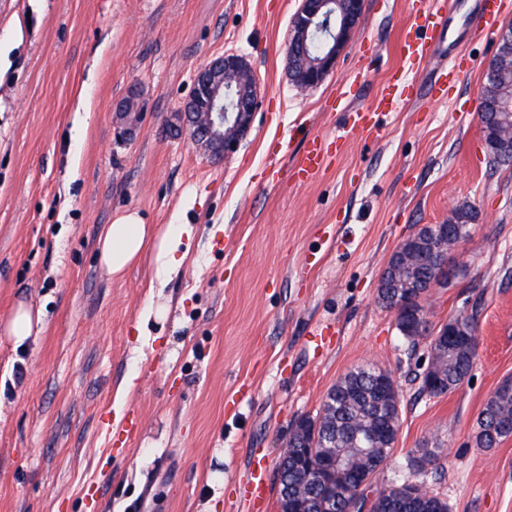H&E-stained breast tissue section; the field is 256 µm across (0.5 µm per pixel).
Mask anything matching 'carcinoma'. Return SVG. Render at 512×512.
Here are the masks:
<instances>
[{
    "label": "carcinoma",
    "instance_id": "cac0c4a2",
    "mask_svg": "<svg viewBox=\"0 0 512 512\" xmlns=\"http://www.w3.org/2000/svg\"><path fill=\"white\" fill-rule=\"evenodd\" d=\"M512 88V65L502 66V72L493 80H484L481 91L485 99L482 109V130L486 151L496 158L500 151L501 102L505 90ZM456 223L446 227L448 237L462 242L469 238L477 212L468 203L453 209ZM426 294H413L395 311L398 331L412 343L419 337L412 335L417 320L428 322L422 304ZM440 351L432 368L421 381V391L430 397H439L459 386L471 373L475 346L465 350L448 341V324H443L433 338ZM401 399L391 374L376 366H358L340 377L326 393L318 415L306 416L313 430L306 435L299 453L306 460L324 463L332 447L354 448L363 453L359 465L367 467L365 488L357 490L358 478L351 476L347 484L336 489L334 499L327 503L328 512H448V503L418 484L412 495H406L405 484H392L373 491L368 497L373 479L383 469L393 450L400 420ZM512 437V379L504 380L487 399L478 422L474 444L492 449ZM298 470L285 463L278 480L279 512H316L313 501L319 498L315 486L297 490Z\"/></svg>",
    "mask_w": 512,
    "mask_h": 512
}]
</instances>
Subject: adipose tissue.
Returning a JSON list of instances; mask_svg holds the SVG:
<instances>
[{
	"label": "adipose tissue",
	"instance_id": "1",
	"mask_svg": "<svg viewBox=\"0 0 512 512\" xmlns=\"http://www.w3.org/2000/svg\"><path fill=\"white\" fill-rule=\"evenodd\" d=\"M193 234L190 224H170L159 232L143 223L137 213H125L105 225L97 243L99 261L109 274L118 277L139 262L146 244H153L154 278L162 284L184 265L188 252L183 245Z\"/></svg>",
	"mask_w": 512,
	"mask_h": 512
}]
</instances>
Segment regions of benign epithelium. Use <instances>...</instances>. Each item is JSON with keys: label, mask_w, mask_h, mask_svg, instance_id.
<instances>
[{"label": "benign epithelium", "mask_w": 512, "mask_h": 512, "mask_svg": "<svg viewBox=\"0 0 512 512\" xmlns=\"http://www.w3.org/2000/svg\"><path fill=\"white\" fill-rule=\"evenodd\" d=\"M364 11V0H301L291 24V42L306 50L311 38L322 37L325 43L318 55H304L303 72L296 81L302 89L316 87L334 70L336 59L358 26ZM259 105V86L248 60L227 53L213 59L194 77V87L185 107L178 113L177 128L187 130L190 138L218 160L234 152L248 133ZM142 110L139 98L132 95L116 108V118L133 126ZM432 252L403 257V264H437L448 266V240L434 238ZM356 463L348 457L334 459L322 469L312 464L307 470L327 485L337 477L354 471Z\"/></svg>", "instance_id": "7a95c632"}]
</instances>
